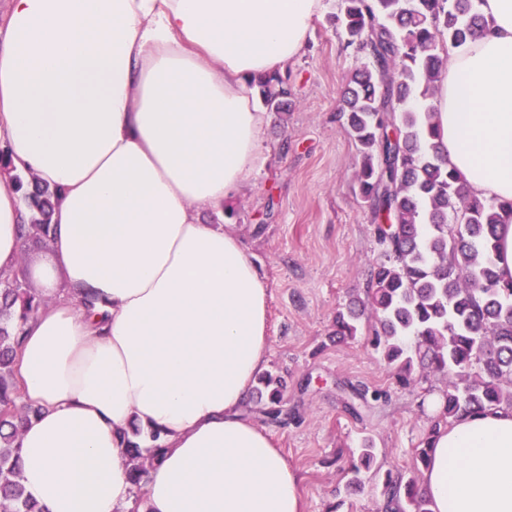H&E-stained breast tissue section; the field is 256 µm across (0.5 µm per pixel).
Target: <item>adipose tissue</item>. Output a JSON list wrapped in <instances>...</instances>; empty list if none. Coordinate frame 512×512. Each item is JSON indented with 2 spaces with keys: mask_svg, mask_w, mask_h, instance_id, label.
<instances>
[{
  "mask_svg": "<svg viewBox=\"0 0 512 512\" xmlns=\"http://www.w3.org/2000/svg\"><path fill=\"white\" fill-rule=\"evenodd\" d=\"M322 0H9L0 148L57 190L54 235L22 265L29 213L0 178V276L44 300L15 373L43 412L21 476L43 512H127L120 435L161 432L140 512H306L297 479L243 413L267 354V290L238 234L203 223L254 175L266 122L251 77L305 49ZM451 53L433 97L471 192L512 199V0ZM91 289L103 328L73 292ZM433 512H512V410L463 415L422 474Z\"/></svg>",
  "mask_w": 512,
  "mask_h": 512,
  "instance_id": "ef3b65f1",
  "label": "adipose tissue"
}]
</instances>
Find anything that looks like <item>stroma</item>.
I'll return each mask as SVG.
<instances>
[{"mask_svg": "<svg viewBox=\"0 0 512 512\" xmlns=\"http://www.w3.org/2000/svg\"><path fill=\"white\" fill-rule=\"evenodd\" d=\"M338 0H323L304 52L289 62L292 107L268 113L254 176L225 202L228 222L245 243L268 296L267 370L287 382L288 423L249 418L271 437L296 473L306 512H379L381 487L346 494L348 461L372 438L376 465L408 472L427 429L419 404L448 384L435 375L408 388L367 334L336 344V313L362 296L382 258L371 210L354 175L360 156L336 117L341 93L359 58L336 24ZM385 390L362 419L345 408L347 383Z\"/></svg>", "mask_w": 512, "mask_h": 512, "instance_id": "stroma-1", "label": "stroma"}]
</instances>
